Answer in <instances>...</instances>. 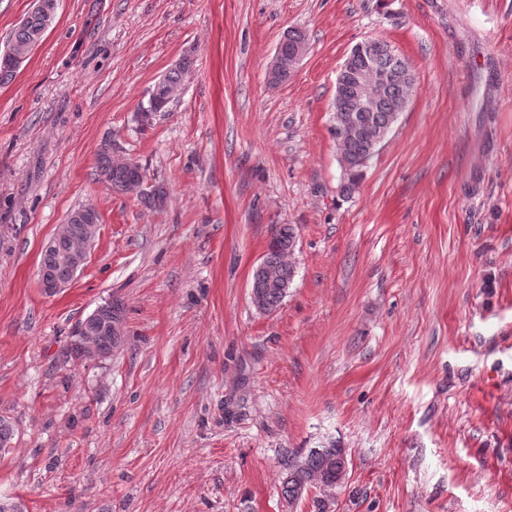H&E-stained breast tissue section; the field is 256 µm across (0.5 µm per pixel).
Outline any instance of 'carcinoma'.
<instances>
[{"mask_svg":"<svg viewBox=\"0 0 512 512\" xmlns=\"http://www.w3.org/2000/svg\"><path fill=\"white\" fill-rule=\"evenodd\" d=\"M58 9V0H42L13 30L7 49L14 58L5 62L0 58V84L11 80L19 66L26 61L52 25ZM308 44L301 30H290L278 45L276 52L288 58L298 45ZM354 78L376 87L375 106L356 108L352 96H335L332 105V132L336 139L338 161L343 173L341 192L350 194L358 188L363 169L373 157L378 145L391 131L400 113L406 108L414 90L411 67L394 47L379 39L364 40L356 44L347 58ZM189 58L181 59L155 84L149 95V111L166 112L175 100L190 70ZM97 176L113 191L133 195L140 199H153L155 195L144 186V173L140 164L129 157L120 158L105 144L96 158ZM296 247V231L291 224L275 227L269 249L252 274L251 299L254 306L270 313L280 307L288 294L295 273L292 256ZM124 308L117 300L104 301V309L96 318L87 317L86 335L102 360L122 344V338L112 335L111 324L123 321ZM66 359L73 362L87 360L85 339L70 337ZM348 461L343 449L331 443L322 448L296 451L283 460L281 494L290 504L305 496L311 488L331 491L346 479Z\"/></svg>","mask_w":512,"mask_h":512,"instance_id":"obj_1","label":"carcinoma"}]
</instances>
